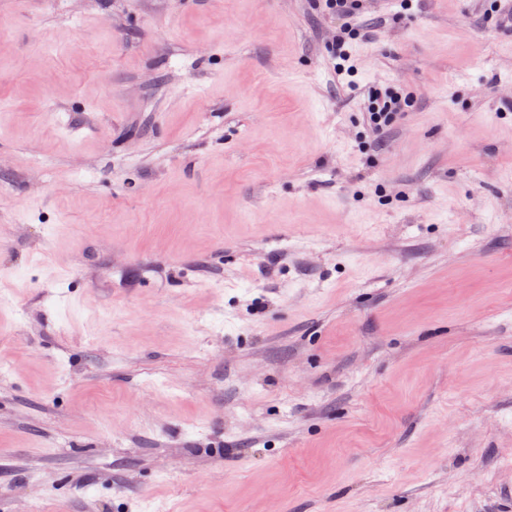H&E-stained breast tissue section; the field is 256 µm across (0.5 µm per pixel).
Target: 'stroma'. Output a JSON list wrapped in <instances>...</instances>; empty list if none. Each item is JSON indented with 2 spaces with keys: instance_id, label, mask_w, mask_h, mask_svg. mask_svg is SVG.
<instances>
[{
  "instance_id": "stroma-1",
  "label": "stroma",
  "mask_w": 512,
  "mask_h": 512,
  "mask_svg": "<svg viewBox=\"0 0 512 512\" xmlns=\"http://www.w3.org/2000/svg\"><path fill=\"white\" fill-rule=\"evenodd\" d=\"M0 0V512H512V23ZM324 8L328 13L340 22V34L336 38V44L332 45L329 53L334 59L344 62L349 60L345 49L350 40L369 37L373 32L368 27L358 25L355 21L366 9V0H324ZM409 103L408 95L401 92L382 91L379 88L369 90V106L365 114L374 143L382 142L394 116L404 112Z\"/></svg>"
}]
</instances>
